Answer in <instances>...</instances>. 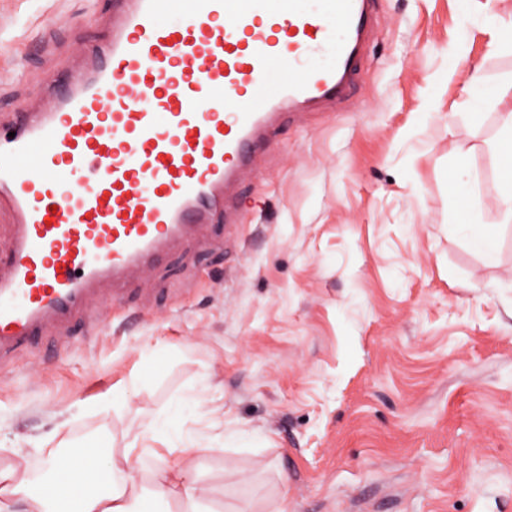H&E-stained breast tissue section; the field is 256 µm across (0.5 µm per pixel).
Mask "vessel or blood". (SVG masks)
<instances>
[{"instance_id":"b4317fda","label":"vessel or blood","mask_w":512,"mask_h":512,"mask_svg":"<svg viewBox=\"0 0 512 512\" xmlns=\"http://www.w3.org/2000/svg\"><path fill=\"white\" fill-rule=\"evenodd\" d=\"M374 0H112L110 36L41 112L0 122V356L169 245L233 221L282 110L341 103Z\"/></svg>"}]
</instances>
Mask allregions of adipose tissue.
Returning a JSON list of instances; mask_svg holds the SVG:
<instances>
[{
	"label": "adipose tissue",
	"mask_w": 512,
	"mask_h": 512,
	"mask_svg": "<svg viewBox=\"0 0 512 512\" xmlns=\"http://www.w3.org/2000/svg\"><path fill=\"white\" fill-rule=\"evenodd\" d=\"M464 93L474 110L469 113L471 122L482 123L484 115L480 105L493 100L499 103L512 101V80L489 86L481 69H473ZM491 151L498 166L499 188L494 199L496 222L512 223V113L507 114L500 127ZM471 167L466 156H457L449 162L445 172L448 197L458 203L455 226L479 245L485 253L493 251L491 225L486 224L484 212L471 197ZM88 460L107 475L108 486L102 490L81 493L75 500L74 512H152L156 501L178 497L179 512H207L195 494L197 482L193 472L180 470L178 479H171L166 471L156 472L152 481L151 496L136 493L132 476L133 466L129 452L116 450L87 451ZM83 478L80 466L66 457L57 456L50 461V474L36 483L21 475L13 467L0 468V512H60L66 498L67 487L76 485Z\"/></svg>",
	"instance_id": "ef3b65f1"
}]
</instances>
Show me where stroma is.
I'll return each mask as SVG.
<instances>
[{"label": "stroma", "mask_w": 512, "mask_h": 512, "mask_svg": "<svg viewBox=\"0 0 512 512\" xmlns=\"http://www.w3.org/2000/svg\"><path fill=\"white\" fill-rule=\"evenodd\" d=\"M107 0H0V115L103 43ZM512 0H377L351 94L285 114L236 192L233 240L174 244L130 310L45 331L0 364V462L29 473L60 443L191 468L213 512H512V225L487 259L453 226L448 161L492 203L472 124L474 67L512 77L483 16ZM127 395L104 409L117 388Z\"/></svg>", "instance_id": "35a3bbf8"}]
</instances>
